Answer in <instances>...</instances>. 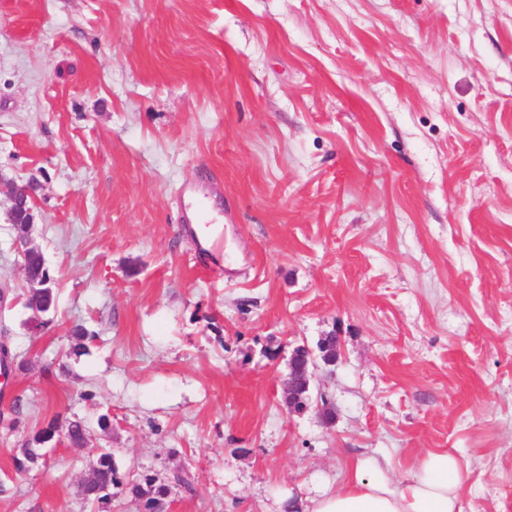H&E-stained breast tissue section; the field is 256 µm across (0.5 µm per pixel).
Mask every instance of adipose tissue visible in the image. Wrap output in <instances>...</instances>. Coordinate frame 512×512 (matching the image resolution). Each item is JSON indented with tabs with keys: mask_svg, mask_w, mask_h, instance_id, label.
<instances>
[{
	"mask_svg": "<svg viewBox=\"0 0 512 512\" xmlns=\"http://www.w3.org/2000/svg\"><path fill=\"white\" fill-rule=\"evenodd\" d=\"M464 477L456 456L429 450L396 479L390 460L356 458L338 488L326 487L305 512H463Z\"/></svg>",
	"mask_w": 512,
	"mask_h": 512,
	"instance_id": "1",
	"label": "adipose tissue"
}]
</instances>
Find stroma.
I'll use <instances>...</instances> for the list:
<instances>
[{"instance_id": "obj_1", "label": "stroma", "mask_w": 512, "mask_h": 512, "mask_svg": "<svg viewBox=\"0 0 512 512\" xmlns=\"http://www.w3.org/2000/svg\"><path fill=\"white\" fill-rule=\"evenodd\" d=\"M0 176L38 182L59 284L29 323L0 193V512H94L101 447L187 471L168 512H303L351 457L438 448L464 512H512V0H0ZM58 417L86 444L18 470ZM310 365L315 366L311 354L304 362H296L293 358H290L288 378L284 382V394L288 401V406L294 408L295 404L301 403V410L307 407V403L301 397V393L309 389L311 378ZM298 390H301V393Z\"/></svg>"}]
</instances>
